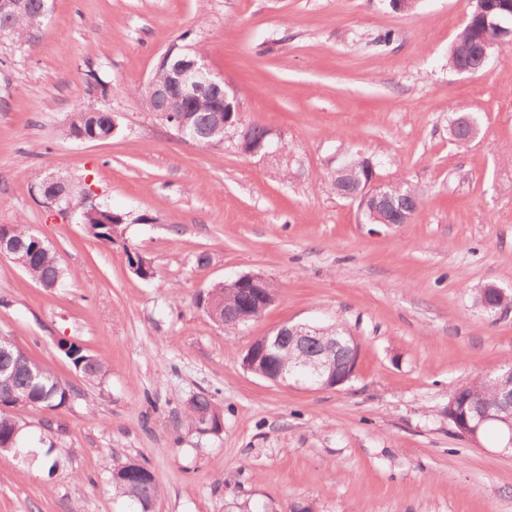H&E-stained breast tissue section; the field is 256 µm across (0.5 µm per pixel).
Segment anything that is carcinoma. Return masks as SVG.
Listing matches in <instances>:
<instances>
[{
    "label": "carcinoma",
    "instance_id": "carcinoma-1",
    "mask_svg": "<svg viewBox=\"0 0 512 512\" xmlns=\"http://www.w3.org/2000/svg\"><path fill=\"white\" fill-rule=\"evenodd\" d=\"M486 3L478 0L466 24L456 36V42L470 45L468 54L460 57L456 51L449 50L448 62L459 64L472 73L485 68L481 45L497 40L498 32L482 21L481 10ZM50 13L49 0H17V7L9 14H0V35L11 37L21 45L34 41L36 33L42 28ZM215 101L207 89L203 88L190 101L173 96L168 101L170 111L160 113L161 120L170 123L172 116L185 120L194 128L197 142L206 146L224 142V135L233 133V129L215 128L209 124L210 111ZM80 126L94 128L103 139L112 137V113L101 110L95 114L79 111L65 134L74 137ZM376 175L370 170L364 158L351 161V167L342 175H335L332 186L337 195L353 202H361V197L369 179ZM392 196L393 206L385 213V218L393 224L409 223L419 206V198L410 186H391L387 188ZM81 223L86 232L94 239L108 244L122 243L127 256L129 271L143 281H152L156 274L151 262L137 249L123 243L124 216L107 205H102L94 213L90 209L81 212ZM15 246L16 258L29 277L46 289L61 287L71 273L64 268L56 253L45 241L32 233L22 221L5 226ZM207 305L213 313L226 323L233 321L239 312L261 314L254 299L252 289L237 284L219 282L210 287L206 296ZM60 350L70 365L89 381H100L107 374L105 361L88 352L77 342L63 341ZM11 364L15 391L0 395V454H12L16 448H30L34 444L43 446L44 462L48 473L56 472L60 460L53 456L55 441L50 425H44L46 433L33 438L28 425L13 415L18 408H38L55 411L66 408L73 400V387L61 382L48 368L33 360L14 341L0 344V366ZM502 368H495L459 387L452 395L456 409L472 405L494 406L499 400V388L496 377ZM224 413L206 392L193 396L187 403L184 417L179 419L177 427L183 426L200 435L209 431L211 435L220 434V421ZM109 483L115 493L137 504L139 512H147L151 504L159 497L160 490L153 473L144 464L129 459L115 465L109 476Z\"/></svg>",
    "mask_w": 512,
    "mask_h": 512
}]
</instances>
